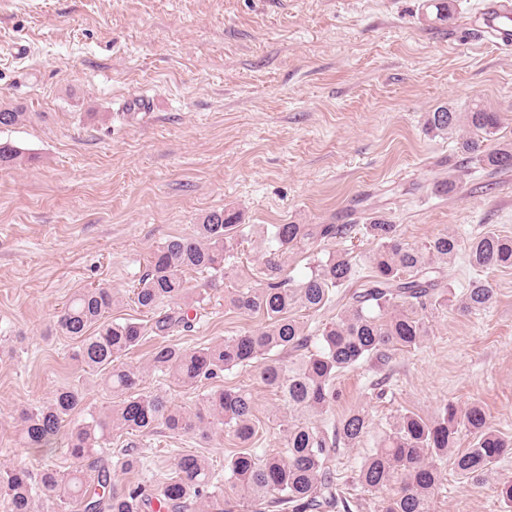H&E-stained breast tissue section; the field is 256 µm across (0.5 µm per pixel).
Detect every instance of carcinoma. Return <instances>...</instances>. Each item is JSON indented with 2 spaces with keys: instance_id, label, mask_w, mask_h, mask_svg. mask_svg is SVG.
Masks as SVG:
<instances>
[{
  "instance_id": "carcinoma-1",
  "label": "carcinoma",
  "mask_w": 512,
  "mask_h": 512,
  "mask_svg": "<svg viewBox=\"0 0 512 512\" xmlns=\"http://www.w3.org/2000/svg\"><path fill=\"white\" fill-rule=\"evenodd\" d=\"M27 113L0 109V127L26 120ZM499 116L479 105L467 112L439 106L427 114L426 126L442 136L459 131L461 150L471 162L493 169L512 167V144L488 148ZM24 152L0 142V169L21 165ZM376 241L365 256L370 274L361 275L359 261L345 249L313 260L309 272L295 279L288 272L290 254L321 242L353 239L356 224H274L252 233L268 242L262 254V283L258 288L228 292L230 306L243 313H260L261 328L220 342L188 350L156 343L147 367L169 381L190 386L237 366L263 360L260 378L288 414L284 425L286 454L259 457L253 443L259 433L252 394L244 389H218L194 407L176 406L159 394L140 391L143 370L120 358L146 337L166 338L193 327V297L184 273L209 277L224 274L237 255L244 235L239 213L232 209L207 214L193 234L175 236L151 253L148 269L133 290V302L150 316L146 324L112 318L115 298L107 288H83L66 303L58 320L61 333L80 342L74 359L82 370L101 376V384L117 398L103 410L88 409L81 420L68 417L84 404L77 387L58 389L52 398L19 412L17 440L25 448H51L64 438L73 464L61 471L46 464L34 473L25 466L0 467V497L5 512H353L352 501L336 484L330 467L339 445L352 448L370 433L363 407L335 416L336 378L360 362L381 369L394 350H411L429 335L430 318L450 302V284L441 264L467 252L469 264L483 268H512V237L486 232L462 247L450 232L424 244L401 241L397 225L376 220L364 225ZM345 303L336 320L311 331L290 311L331 307L336 290ZM494 291L485 281H471L456 309L473 313L490 306ZM162 427L174 436L209 438L223 428L238 449L225 460L224 482L204 457L183 453L175 459L173 476L146 488L134 484L109 490V471L89 462L108 439L150 433ZM473 438L470 447L456 449L462 432ZM512 447L487 425L482 406L473 402L460 410L453 404L441 417L429 420L414 412L400 413L375 451L361 464L357 483L378 494L381 512H434L440 464L453 465L466 479L482 480Z\"/></svg>"
}]
</instances>
